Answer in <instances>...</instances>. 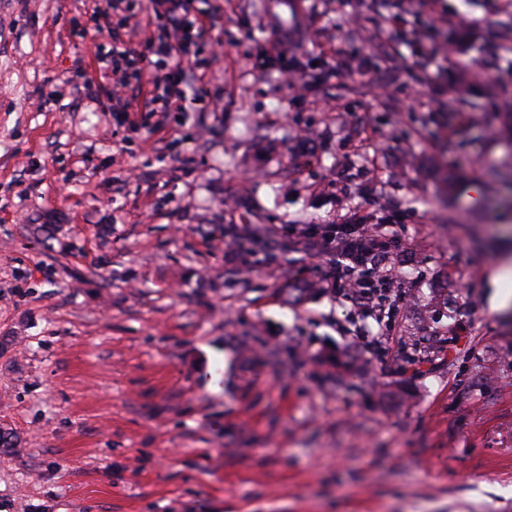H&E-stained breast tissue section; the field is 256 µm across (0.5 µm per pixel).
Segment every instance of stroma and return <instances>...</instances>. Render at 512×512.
Wrapping results in <instances>:
<instances>
[{
	"label": "stroma",
	"instance_id": "stroma-1",
	"mask_svg": "<svg viewBox=\"0 0 512 512\" xmlns=\"http://www.w3.org/2000/svg\"><path fill=\"white\" fill-rule=\"evenodd\" d=\"M301 2L196 0L203 106L133 127L70 83L106 0H0V512H512V0ZM353 206L382 318L283 290Z\"/></svg>",
	"mask_w": 512,
	"mask_h": 512
}]
</instances>
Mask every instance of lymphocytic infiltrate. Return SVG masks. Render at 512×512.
<instances>
[{"label":"lymphocytic infiltrate","mask_w":512,"mask_h":512,"mask_svg":"<svg viewBox=\"0 0 512 512\" xmlns=\"http://www.w3.org/2000/svg\"><path fill=\"white\" fill-rule=\"evenodd\" d=\"M95 18L112 35L111 47L94 53L111 86L85 85V96L121 123L129 120L130 89L143 91L142 111H187L197 99L192 80L202 69L192 49L208 21L195 0H108ZM302 236L311 252L332 257L328 287L348 290L367 304L380 299L391 278L390 259L401 246L389 225L364 223L353 212L340 224L305 225Z\"/></svg>","instance_id":"lymphocytic-infiltrate-1"}]
</instances>
